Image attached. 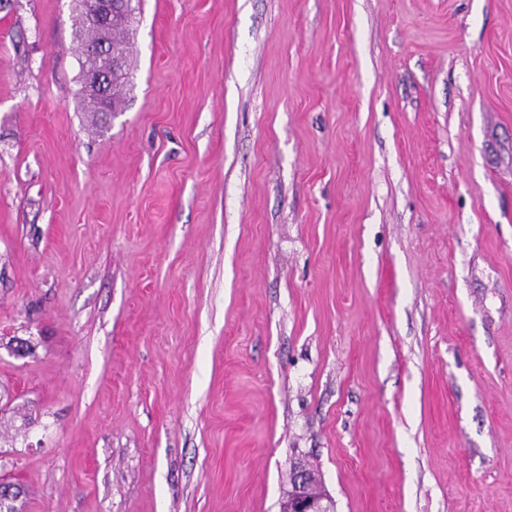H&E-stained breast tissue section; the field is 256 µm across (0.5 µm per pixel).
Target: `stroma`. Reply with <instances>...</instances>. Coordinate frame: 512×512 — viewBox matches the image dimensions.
Wrapping results in <instances>:
<instances>
[{
    "mask_svg": "<svg viewBox=\"0 0 512 512\" xmlns=\"http://www.w3.org/2000/svg\"><path fill=\"white\" fill-rule=\"evenodd\" d=\"M0 0V451L24 512H512V0ZM124 17L118 13L112 24L107 27L94 26L88 22L86 13L81 9L79 14V38L82 41L81 68L85 62L92 58V64L85 68L84 77L95 90L85 84V92L90 112H99L94 100L97 95V106L104 109L105 100L108 95L107 87L112 81L125 76L123 58L121 53L114 47H118L127 58L128 42L124 37L126 23ZM100 41H107L98 44ZM98 44V45H97ZM97 45V46H96ZM114 45V46H112ZM96 46L93 50L92 48ZM92 50V54H91ZM284 512H335L332 499L316 490L314 480L301 462L293 466L290 493Z\"/></svg>",
    "mask_w": 512,
    "mask_h": 512,
    "instance_id": "1",
    "label": "stroma"
}]
</instances>
